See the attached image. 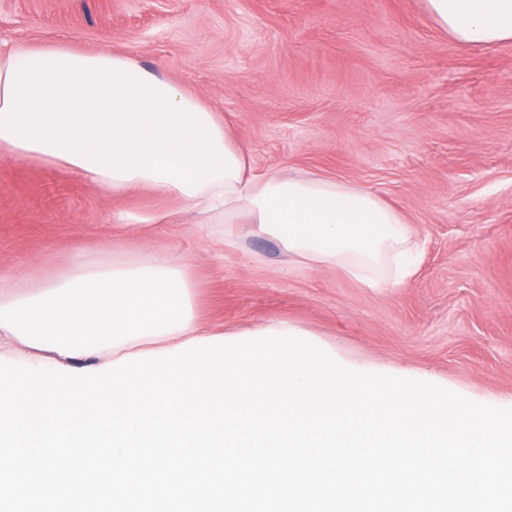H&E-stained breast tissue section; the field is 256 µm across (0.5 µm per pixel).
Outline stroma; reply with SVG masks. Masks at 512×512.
Here are the masks:
<instances>
[{"mask_svg": "<svg viewBox=\"0 0 512 512\" xmlns=\"http://www.w3.org/2000/svg\"><path fill=\"white\" fill-rule=\"evenodd\" d=\"M108 50L159 70L227 121L263 171L371 190L416 230L418 276L373 291L292 269L237 225L219 255L185 224L151 229L147 193L113 197L62 165L0 157V272L55 278L72 249L103 263L176 250L199 317L285 318L350 357L512 397V41L448 37L424 0H0V52Z\"/></svg>", "mask_w": 512, "mask_h": 512, "instance_id": "obj_1", "label": "stroma"}]
</instances>
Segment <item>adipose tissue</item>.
<instances>
[{"label": "adipose tissue", "instance_id": "ef3b65f1", "mask_svg": "<svg viewBox=\"0 0 512 512\" xmlns=\"http://www.w3.org/2000/svg\"><path fill=\"white\" fill-rule=\"evenodd\" d=\"M456 41L512 40V0H425ZM0 155L64 164L112 196L140 189L157 202L140 223L178 224L222 252L235 225L277 240L301 271L334 270L371 290L400 288L421 262L415 230L377 194L324 178L256 170L218 112L132 58L65 46L0 56ZM180 258L150 251L92 266L68 256L53 279L0 274V356L15 344L50 363L108 361L212 337L193 307Z\"/></svg>", "mask_w": 512, "mask_h": 512}]
</instances>
